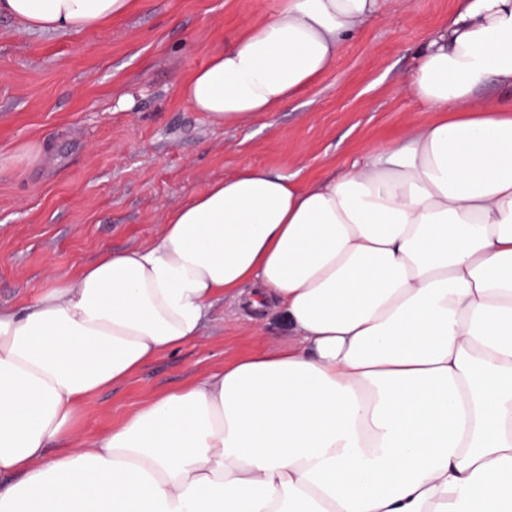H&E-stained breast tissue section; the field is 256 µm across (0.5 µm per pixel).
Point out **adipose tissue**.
<instances>
[{
  "instance_id": "obj_1",
  "label": "adipose tissue",
  "mask_w": 512,
  "mask_h": 512,
  "mask_svg": "<svg viewBox=\"0 0 512 512\" xmlns=\"http://www.w3.org/2000/svg\"><path fill=\"white\" fill-rule=\"evenodd\" d=\"M134 0H0L81 34ZM383 0H285L179 87L212 125L311 86ZM512 0H458L415 51L430 113L348 173L246 166L0 309V512H512ZM287 345L144 403L90 443L82 403L201 336L214 301Z\"/></svg>"
}]
</instances>
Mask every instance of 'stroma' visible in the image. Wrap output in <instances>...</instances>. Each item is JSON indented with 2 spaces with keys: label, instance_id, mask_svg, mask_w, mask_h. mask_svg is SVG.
<instances>
[{
  "label": "stroma",
  "instance_id": "stroma-1",
  "mask_svg": "<svg viewBox=\"0 0 512 512\" xmlns=\"http://www.w3.org/2000/svg\"><path fill=\"white\" fill-rule=\"evenodd\" d=\"M282 4L138 0L80 35L0 15L1 308L23 307L46 278H71L103 249L149 242L170 212L243 166L329 179L426 119L409 89L414 51L447 25L454 0H385L288 107L211 126L179 84ZM32 143L39 158L23 154ZM287 342L278 317L216 301L202 336L91 396L75 433L99 438L154 395Z\"/></svg>",
  "mask_w": 512,
  "mask_h": 512
}]
</instances>
